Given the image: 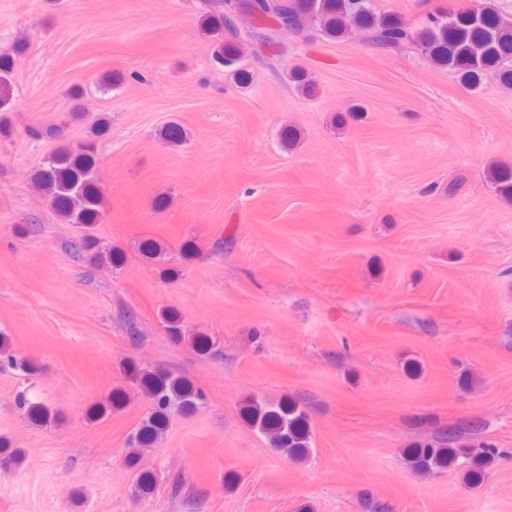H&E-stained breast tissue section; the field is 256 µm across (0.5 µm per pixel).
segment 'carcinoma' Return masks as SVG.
Wrapping results in <instances>:
<instances>
[{"label":"carcinoma","instance_id":"cac0c4a2","mask_svg":"<svg viewBox=\"0 0 512 512\" xmlns=\"http://www.w3.org/2000/svg\"><path fill=\"white\" fill-rule=\"evenodd\" d=\"M211 7L203 27L216 38L215 58L224 66L237 64L248 45L234 24V16L243 9L265 29L269 45L278 43L283 35L305 31L344 39L360 28L380 49L393 51L406 44L416 45L435 65L460 71L474 84L483 71L512 62V20L498 11L494 0H484L474 9L433 14L418 29L393 15L376 12L371 0H211ZM23 49L17 44L12 51L0 53V111L8 105L9 75L15 56ZM96 166L95 143L90 140L74 149H62L38 170L36 186L65 222L85 227L98 222ZM490 178L497 191L512 200V168L494 167ZM84 248L98 265H117L122 260L119 251L99 245L90 236L85 238ZM139 383L153 405L135 437L136 447L146 448L167 428L171 410L191 412L198 407L200 396L186 380L161 371L143 372ZM244 414L275 449L289 458L300 460L309 452L308 417L300 404L254 400L245 407ZM460 440L461 436L450 433L415 445L407 453L411 469L418 473L446 470L462 457V465L469 467L467 482L475 487L482 485L490 452L470 458Z\"/></svg>","mask_w":512,"mask_h":512}]
</instances>
